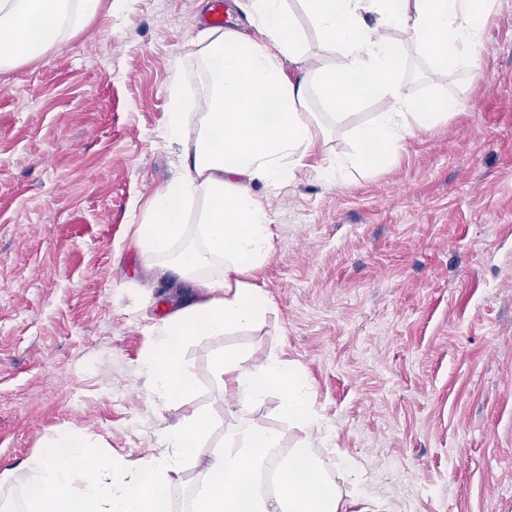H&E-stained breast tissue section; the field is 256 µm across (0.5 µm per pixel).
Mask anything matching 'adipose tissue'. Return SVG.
<instances>
[{"label": "adipose tissue", "instance_id": "adipose-tissue-1", "mask_svg": "<svg viewBox=\"0 0 512 512\" xmlns=\"http://www.w3.org/2000/svg\"><path fill=\"white\" fill-rule=\"evenodd\" d=\"M121 2L0 0V72L61 49L103 6ZM299 2L328 57L307 53L286 0H249L248 19L262 41L231 27L211 30L197 51L209 83L201 110L191 111L179 89L170 91L167 134L181 150V171L151 199L133 241L146 267L161 264L180 279L201 282L209 297L153 330L141 372L151 393L169 404H181L193 389L182 357L189 341L254 327L274 307L250 278L271 257L274 236L272 214L251 183L278 187L292 178L323 135L317 113L339 120L375 98L385 107L356 129V152L336 158L324 176L342 180L387 164L406 141L464 102L445 93L407 96L404 48L382 30L409 32L425 60L474 78L497 7V0ZM288 61L302 65L300 78L287 76ZM196 202L202 208L192 228L188 208ZM215 261L222 270L209 273ZM215 367L240 409L277 395L283 417L302 437L284 454L278 429L237 424L199 471L190 512H348L343 491L310 448L312 435L326 441L331 430L303 370L274 354L251 364L237 351L217 355ZM208 428V416L198 412L164 424L159 453L134 461L87 451L78 435H57L24 463L27 512H172L174 482ZM269 472L278 481L272 495L260 488Z\"/></svg>", "mask_w": 512, "mask_h": 512}]
</instances>
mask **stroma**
<instances>
[{"mask_svg":"<svg viewBox=\"0 0 512 512\" xmlns=\"http://www.w3.org/2000/svg\"><path fill=\"white\" fill-rule=\"evenodd\" d=\"M203 0H124L59 51L0 74V512H23L24 461L65 431L94 450L155 451L160 420L211 419L173 486L188 504L199 470L241 420L298 434L277 396L240 412L212 359L237 349L299 365L340 449L386 512H512V0H498L471 81L425 61L405 32L403 91L465 101L391 162L331 184L356 150L342 122L277 190L256 282L274 302L259 325L183 350L186 404L156 409L141 374L155 324L205 289L147 269L133 243L151 193L176 174L167 137L180 81L203 100L194 44Z\"/></svg>","mask_w":512,"mask_h":512,"instance_id":"1","label":"stroma"}]
</instances>
